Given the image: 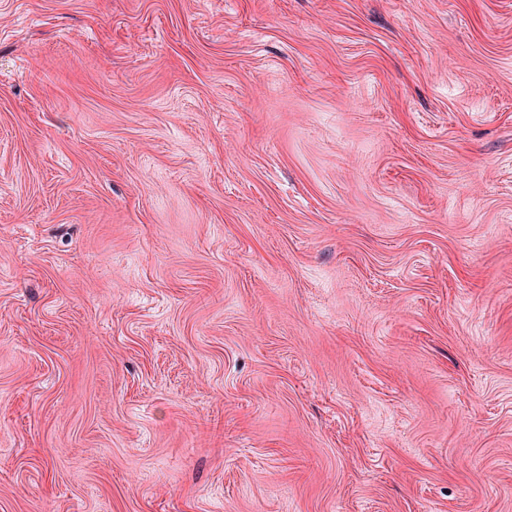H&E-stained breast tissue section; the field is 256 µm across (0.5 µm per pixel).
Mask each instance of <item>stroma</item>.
<instances>
[{
	"label": "stroma",
	"mask_w": 512,
	"mask_h": 512,
	"mask_svg": "<svg viewBox=\"0 0 512 512\" xmlns=\"http://www.w3.org/2000/svg\"><path fill=\"white\" fill-rule=\"evenodd\" d=\"M0 512H512V0H0Z\"/></svg>",
	"instance_id": "obj_1"
}]
</instances>
